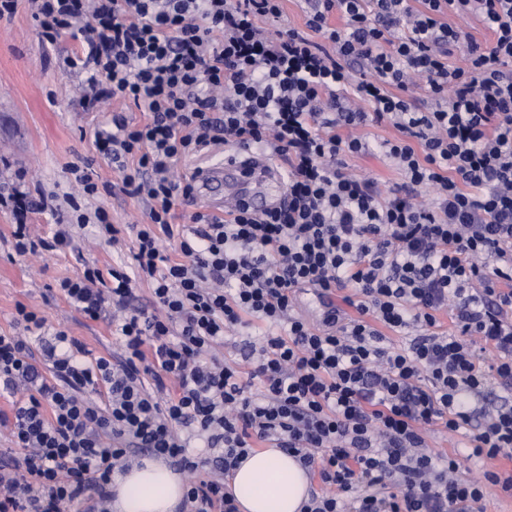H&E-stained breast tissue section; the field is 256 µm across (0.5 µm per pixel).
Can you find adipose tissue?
Listing matches in <instances>:
<instances>
[{
    "label": "adipose tissue",
    "instance_id": "adipose-tissue-1",
    "mask_svg": "<svg viewBox=\"0 0 512 512\" xmlns=\"http://www.w3.org/2000/svg\"><path fill=\"white\" fill-rule=\"evenodd\" d=\"M310 478L278 448L255 450L235 470L228 490L240 512H299ZM115 512H176L184 494L181 475L164 462L131 468L113 484Z\"/></svg>",
    "mask_w": 512,
    "mask_h": 512
}]
</instances>
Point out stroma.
Wrapping results in <instances>:
<instances>
[{
    "label": "stroma",
    "mask_w": 512,
    "mask_h": 512,
    "mask_svg": "<svg viewBox=\"0 0 512 512\" xmlns=\"http://www.w3.org/2000/svg\"><path fill=\"white\" fill-rule=\"evenodd\" d=\"M73 46V39L68 37L55 46H44L35 21L24 7L10 21L0 22V154L13 169L26 171L32 189L47 193L68 191L66 163L89 165L99 181L112 185V193L103 195L99 203L123 229L143 219L145 205L120 191V164L98 155L92 130L115 112L125 113L135 123L143 122L146 114L118 100L93 111L73 105L72 92L85 76L84 71L64 62ZM9 238L10 217L2 211L0 332H14L15 306L21 302L44 314L49 327L67 329L91 356L116 354L118 347L108 322L86 319L66 300L57 283L75 277L88 265L105 271L131 264L130 251L117 254L100 245L89 227L78 231L71 250L40 257L13 255Z\"/></svg>",
    "instance_id": "35a3bbf8"
}]
</instances>
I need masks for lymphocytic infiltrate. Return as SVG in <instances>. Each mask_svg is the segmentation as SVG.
<instances>
[{
	"instance_id": "1",
	"label": "lymphocytic infiltrate",
	"mask_w": 512,
	"mask_h": 512,
	"mask_svg": "<svg viewBox=\"0 0 512 512\" xmlns=\"http://www.w3.org/2000/svg\"><path fill=\"white\" fill-rule=\"evenodd\" d=\"M283 2L0 0V21L24 5L42 43L78 41L77 107L147 114L113 113L93 140L146 205L133 268L59 283L109 321L118 355L90 357L60 328L33 349L45 320L21 303L16 332L0 333L14 397L0 430L15 448L0 459V512H111L114 477L146 457L185 475L182 512H238L226 483L261 444L318 480L300 512H484L486 486L512 494V471L461 478L427 442L467 425L472 457L512 451V0H299L300 29L279 26ZM382 122L398 135L376 146L400 174L385 191L348 164L375 147L361 127ZM230 145L283 162L278 207L195 210V178L175 168ZM65 172L63 194H32L21 171L0 183L14 253L71 247L89 224L122 250L110 212L88 206L98 181L74 162ZM46 211L59 217L48 239L31 231ZM308 289L325 308L314 322L295 314ZM256 322L260 344L239 346ZM102 388L104 405L90 397Z\"/></svg>"
}]
</instances>
